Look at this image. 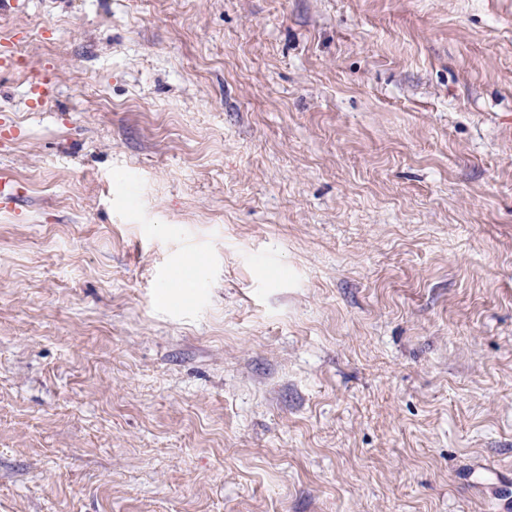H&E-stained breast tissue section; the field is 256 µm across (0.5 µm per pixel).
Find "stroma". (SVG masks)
Instances as JSON below:
<instances>
[{"label":"stroma","instance_id":"35a3bbf8","mask_svg":"<svg viewBox=\"0 0 512 512\" xmlns=\"http://www.w3.org/2000/svg\"><path fill=\"white\" fill-rule=\"evenodd\" d=\"M1 41L0 512H512V0Z\"/></svg>","mask_w":512,"mask_h":512}]
</instances>
